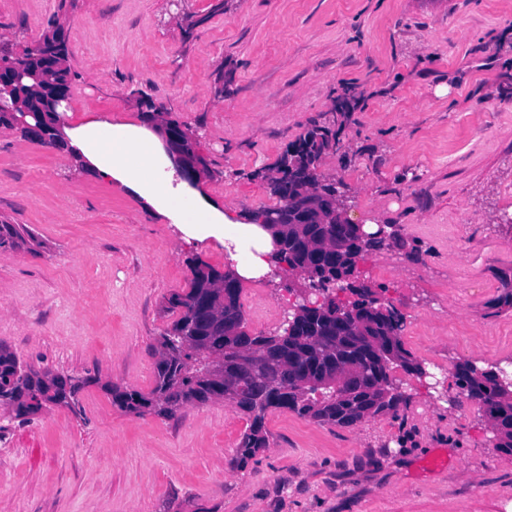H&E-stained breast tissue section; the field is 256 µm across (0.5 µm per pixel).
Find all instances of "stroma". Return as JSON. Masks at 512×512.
Segmentation results:
<instances>
[{"label":"stroma","mask_w":512,"mask_h":512,"mask_svg":"<svg viewBox=\"0 0 512 512\" xmlns=\"http://www.w3.org/2000/svg\"><path fill=\"white\" fill-rule=\"evenodd\" d=\"M67 38V109L137 120L141 94L197 135L205 189L242 212L277 206L268 176L315 125L317 171L350 220L392 235L354 278L405 317L426 377L391 372L397 415L351 428L271 411L269 448L232 461L248 419L216 400L163 419L112 404L149 391L157 340L191 261L176 229L64 151L0 125V216L43 249L0 248V346L89 378L80 413L27 422L0 406V512H512V455L458 394L457 364L512 357V0H0V56ZM299 276L245 280L250 332L276 335Z\"/></svg>","instance_id":"35a3bbf8"}]
</instances>
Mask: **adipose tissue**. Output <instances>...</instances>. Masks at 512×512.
I'll return each mask as SVG.
<instances>
[{"label":"adipose tissue","mask_w":512,"mask_h":512,"mask_svg":"<svg viewBox=\"0 0 512 512\" xmlns=\"http://www.w3.org/2000/svg\"><path fill=\"white\" fill-rule=\"evenodd\" d=\"M62 132L73 163L91 170L105 185L141 200L174 225L185 246L208 239L231 244L233 269L244 279L270 270L274 245L261 217L244 220L237 208L210 196L201 180L184 179L163 149L161 125L115 122L89 110L65 120Z\"/></svg>","instance_id":"ef3b65f1"}]
</instances>
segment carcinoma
Masks as SVG:
<instances>
[{"label": "carcinoma", "mask_w": 512, "mask_h": 512, "mask_svg": "<svg viewBox=\"0 0 512 512\" xmlns=\"http://www.w3.org/2000/svg\"><path fill=\"white\" fill-rule=\"evenodd\" d=\"M67 58L63 28L54 21L41 41L19 57L28 77L13 86L11 98L19 107L0 112V125H18L22 113L40 112L43 131L52 130L59 115L50 110L49 98L59 88L69 89ZM335 146L330 129L307 130L277 164L286 185L271 184L278 208L287 209L285 223L269 226L279 244L276 255L289 272L308 274L311 288L323 295L322 303L297 305L280 334H250L240 283L229 290L223 286L232 270L193 261L188 287L166 298L176 319L159 336L154 386L142 392L114 385L112 405L138 416L173 418L188 404L227 400L249 421L236 448L235 462L241 465L268 447L265 419L271 410L342 428L398 411L404 396L390 371L400 367L421 377L425 369L405 348L403 316L351 281L356 258L383 239L358 224L344 223L336 184L324 183L318 175V160ZM19 244L43 247L30 230L0 220V248ZM498 279L500 294L490 306L512 309V269L500 271ZM337 290H347L356 299L338 303ZM285 368L294 380L269 389ZM33 373L14 353L0 348V405L24 420L48 403L76 407L74 376L55 374L46 385L33 383ZM454 377L461 393L491 422L494 447L512 453V378L469 362L456 365Z\"/></svg>", "instance_id": "1"}]
</instances>
